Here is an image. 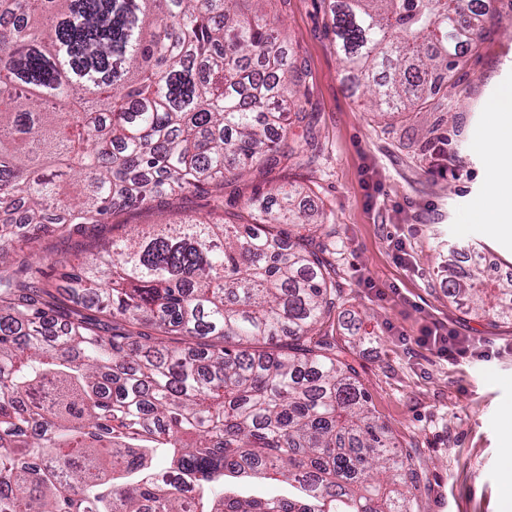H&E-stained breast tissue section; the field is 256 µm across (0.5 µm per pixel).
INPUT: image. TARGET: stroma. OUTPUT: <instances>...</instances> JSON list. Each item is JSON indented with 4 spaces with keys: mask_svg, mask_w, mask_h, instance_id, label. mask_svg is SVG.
I'll use <instances>...</instances> for the list:
<instances>
[{
    "mask_svg": "<svg viewBox=\"0 0 512 512\" xmlns=\"http://www.w3.org/2000/svg\"><path fill=\"white\" fill-rule=\"evenodd\" d=\"M285 45L305 70L302 101L310 124L292 122L298 156L245 172L161 206H120L109 223L70 239L47 236L37 253L57 275L56 260L89 259L116 224H169L209 216L249 221L251 199L276 188L307 189V208L325 212L336 268V339L369 394L370 407L409 452L420 474L415 512H512V319L469 313L448 295V267L481 259L512 278V235L495 234L478 216L487 192L483 143L489 102L512 88V0H489L495 21L478 49L464 54L447 88L412 112H376L352 93L330 29L325 0H267ZM448 146V170L432 152ZM405 241L408 264L394 258ZM447 325L473 337L481 356L449 365L416 343L423 325Z\"/></svg>",
    "mask_w": 512,
    "mask_h": 512,
    "instance_id": "1",
    "label": "stroma"
}]
</instances>
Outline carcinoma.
Segmentation results:
<instances>
[{"mask_svg":"<svg viewBox=\"0 0 512 512\" xmlns=\"http://www.w3.org/2000/svg\"><path fill=\"white\" fill-rule=\"evenodd\" d=\"M253 2L0 0V512H414L415 464L336 340L300 189L247 224L107 240L63 288L16 250L296 155L280 146L303 75ZM329 11L345 78L381 112L437 95L487 21L482 0ZM448 294L512 317V280L477 260ZM256 475L295 495L226 488Z\"/></svg>","mask_w":512,"mask_h":512,"instance_id":"cac0c4a2","label":"carcinoma"}]
</instances>
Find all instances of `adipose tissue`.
I'll return each instance as SVG.
<instances>
[{
	"label": "adipose tissue",
	"mask_w": 512,
	"mask_h": 512,
	"mask_svg": "<svg viewBox=\"0 0 512 512\" xmlns=\"http://www.w3.org/2000/svg\"><path fill=\"white\" fill-rule=\"evenodd\" d=\"M491 116L486 152L489 159V191L482 206L483 220L499 229L512 216V89L504 91L488 106Z\"/></svg>",
	"instance_id": "adipose-tissue-1"
}]
</instances>
